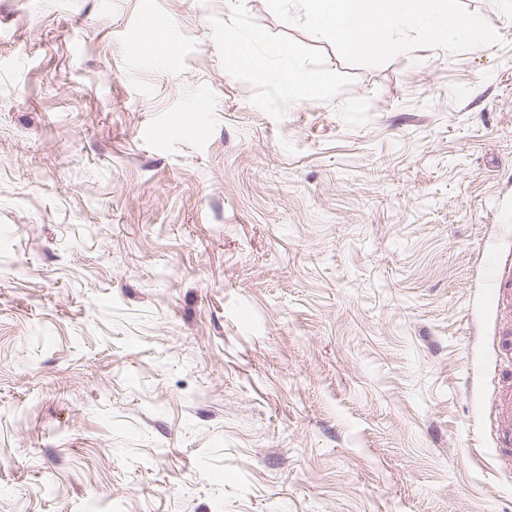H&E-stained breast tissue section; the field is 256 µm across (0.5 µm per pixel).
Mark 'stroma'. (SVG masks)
<instances>
[{
    "label": "stroma",
    "mask_w": 512,
    "mask_h": 512,
    "mask_svg": "<svg viewBox=\"0 0 512 512\" xmlns=\"http://www.w3.org/2000/svg\"><path fill=\"white\" fill-rule=\"evenodd\" d=\"M462 2L499 43L352 66L267 0H0V512H512V0ZM284 79L288 82L292 96L299 99H306L320 82V76L317 72L311 71L305 77H295L292 72V61L290 52H288V72L283 74ZM492 293L491 301L500 312L502 323L499 343L508 351L512 350V270L507 273L506 267L494 266L491 270ZM490 426L502 445L495 448L496 462L509 470L512 468V382L498 383L490 406Z\"/></svg>",
    "instance_id": "stroma-1"
}]
</instances>
